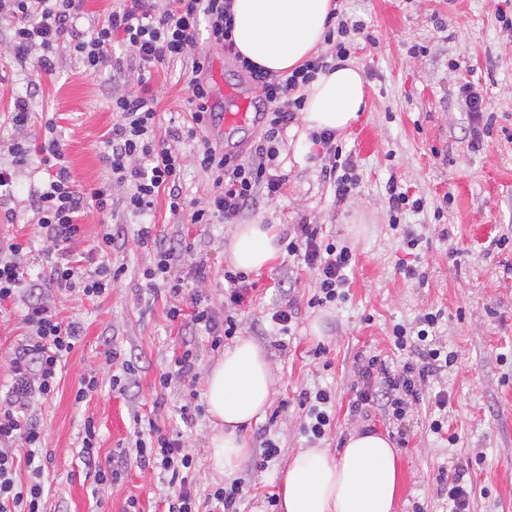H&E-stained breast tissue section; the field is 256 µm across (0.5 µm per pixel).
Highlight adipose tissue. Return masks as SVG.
<instances>
[{"label":"adipose tissue","instance_id":"1","mask_svg":"<svg viewBox=\"0 0 512 512\" xmlns=\"http://www.w3.org/2000/svg\"><path fill=\"white\" fill-rule=\"evenodd\" d=\"M333 0H232L235 47L252 64L288 73L326 49ZM299 142L330 130L348 132L366 109V80L351 60L320 73L303 90ZM273 224L236 225L227 248L233 268L258 272L282 252ZM267 354L241 338L206 374V403L216 431L211 445L235 475L249 453L244 430L273 395ZM400 488L399 451L385 434L356 431L339 452L306 448L292 458L278 492L281 512H394Z\"/></svg>","mask_w":512,"mask_h":512}]
</instances>
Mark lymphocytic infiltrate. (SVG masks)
I'll return each mask as SVG.
<instances>
[{
    "label": "lymphocytic infiltrate",
    "mask_w": 512,
    "mask_h": 512,
    "mask_svg": "<svg viewBox=\"0 0 512 512\" xmlns=\"http://www.w3.org/2000/svg\"><path fill=\"white\" fill-rule=\"evenodd\" d=\"M81 5L82 0H0V16L12 22L15 58L23 61L32 57L37 63L27 76L25 96L14 101L11 123L18 136L10 152L20 163L39 156L43 165L53 170L48 182L30 196V207L42 236L49 251L57 255L50 279L80 298L93 299L116 284L123 270L109 263L116 239L108 231L98 246L99 262L94 271H84L71 259V247L81 232L79 219L86 210L104 211L118 203L132 213L147 215L162 197L173 218L191 224H211L218 219L231 224L243 213L256 210L261 200L274 198L282 188L281 177L271 174L270 169L279 155L290 109L303 107L300 89L319 73L331 69L332 64L321 55L306 60L288 74L277 75L242 61V68L262 97L264 125L260 138L245 160L203 144L193 160L211 175L213 192L207 200L190 204L181 189L184 158L173 145L196 140L214 117L211 89L200 78L210 61L204 51L198 50L197 36L199 29H206L210 42L234 50L232 0H121L119 7L88 33L77 27ZM64 41L85 73L95 75L108 66L118 83L112 94L115 121L104 141L107 181L89 193L80 191L72 178L63 145L54 134L53 120H46L43 137L28 134L29 103L37 97L43 74L52 70V55ZM120 47L128 49V56L117 55ZM128 58L139 72L140 87L136 90L120 83ZM184 60L190 61L193 74L190 119L186 125L162 135L156 126V104L144 90L147 75L158 66ZM315 140L330 157L321 173L333 184L337 201H344L357 184L351 173L354 162L349 159L344 165H337L335 133H318ZM136 242L154 252V264L145 272L150 287L167 289L175 298L188 297L192 304L188 315L180 306L170 307L169 320L189 318L211 337L216 347L236 336L239 323L234 312L244 305L248 295L243 272L226 274L229 288L224 304L228 312L220 315L207 304L200 290L207 277L203 264H191L184 276L171 277L174 262L185 252L164 247L153 224L139 226ZM285 249L316 275L318 292L309 299V306L346 301L347 270L352 262L348 248L325 239L321 225L304 224ZM23 250L17 242L0 244V304L25 298L23 321L29 329L13 352L9 363L12 382L6 399L0 402V512H46L42 468L35 463L44 433L28 409L36 399L53 396L62 363L81 331L79 323L58 320L42 293L41 281L25 271L21 262ZM439 320V314H425L421 329L414 335L408 334L405 326L394 325V346L407 359L396 370L384 361L371 359L366 371L373 374L374 380L359 391L356 405L380 403L400 416L408 405L419 402L428 378L455 359L454 353L434 347L429 338ZM332 401L328 389L300 392L299 405L307 416L303 432L309 439H321L330 427ZM134 436V448L120 452L119 457L135 459L141 467L160 471L171 488L164 499L163 512H239L241 480L213 486L205 497H198L193 489L195 463L179 436L162 433L151 421L136 426ZM21 447L32 466L31 479L25 484L16 479V454Z\"/></svg>",
    "instance_id": "obj_1"
}]
</instances>
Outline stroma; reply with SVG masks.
I'll list each match as a JSON object with an SVG mask.
<instances>
[{
	"label": "stroma",
	"mask_w": 512,
	"mask_h": 512,
	"mask_svg": "<svg viewBox=\"0 0 512 512\" xmlns=\"http://www.w3.org/2000/svg\"><path fill=\"white\" fill-rule=\"evenodd\" d=\"M341 19L362 25L348 56L362 66L367 81V108L349 133L336 143L355 162L357 187L352 197L337 202L334 187L324 182V157L308 156L306 165H278L282 190L273 200L241 218L245 224H276L282 234L298 225L319 224L337 245L348 246L353 261L348 271L345 303L308 307L316 289L313 271L281 254L269 267L250 273L249 303L237 312L240 335L266 350L274 369L273 404L281 411L251 423L246 438L252 448L237 476L243 482L240 512L256 501L271 506L282 473L296 451L307 448L302 433L301 390L330 389L335 419L319 440L322 448H341L356 427L389 434L400 449L401 482L395 512H449L438 480L440 467L461 466L471 488L470 512H512V0H335ZM11 23L0 18V164L9 165V147L16 133L5 115L15 98L26 93L27 65L17 60L9 43ZM198 45L208 54L205 76L210 87L231 83L249 98H258L253 83L238 72L232 57L200 32ZM54 68L42 78L39 95L30 103L38 134L54 119L79 189L91 192L107 176L103 135L112 128L110 69L96 76L84 73L68 44L54 56ZM191 73L182 63L153 70L148 82L157 101L160 129L186 123ZM472 85L485 103L487 119L479 140L468 134L473 121L460 92ZM48 179L45 166L30 157L16 170L12 218L0 213V241L23 244V263L31 276L46 279L45 295L63 322L76 321L82 332L68 356L57 389L48 400L34 402L30 412L44 429V499L48 512H162L167 487L149 469L129 466L121 482L97 492L94 470L80 457L85 419H93L100 457L135 443L134 416H149L167 433H181L187 453L196 462L197 495L223 482L224 465L213 454V420L202 413L183 422L182 405L204 395L206 369L223 355L212 348L203 331L189 323L170 321L172 302L164 289H149L144 270L153 262L151 250L138 247L140 216L115 208L90 210L81 219V233L72 247L75 257L93 249L103 225H110L118 243L109 255L123 264L121 281L103 297L77 299L49 283L51 260L46 244L26 207L29 193ZM397 183L424 207L405 212L400 230L390 225L387 185ZM152 219L168 240L192 245L194 261L209 275L202 290L211 306L224 308V279L230 265L224 248L232 231L228 224H176L165 201H157ZM421 239L419 251L408 250L404 231ZM417 266L419 278L407 279L399 263ZM294 300L296 324L282 334L271 320L278 305ZM22 303L0 307V400L11 384L9 361L14 346L28 329ZM429 312L441 318L435 346L453 351L456 360L423 390V399L409 405L403 418L391 409L371 405L354 410L361 368L371 356L400 367L402 357L392 341L394 324L417 329ZM323 318V335L310 332L314 318ZM197 355L195 376L161 388L173 353L184 345ZM324 354H316L317 346ZM116 351L117 361L106 358ZM135 366L136 385L113 387L123 361ZM93 374L98 388L84 401L75 394L81 377ZM448 396L438 409V393ZM447 417L458 439L448 443L430 429L432 420ZM266 431L278 454L261 463L257 434Z\"/></svg>",
	"instance_id": "1"
}]
</instances>
